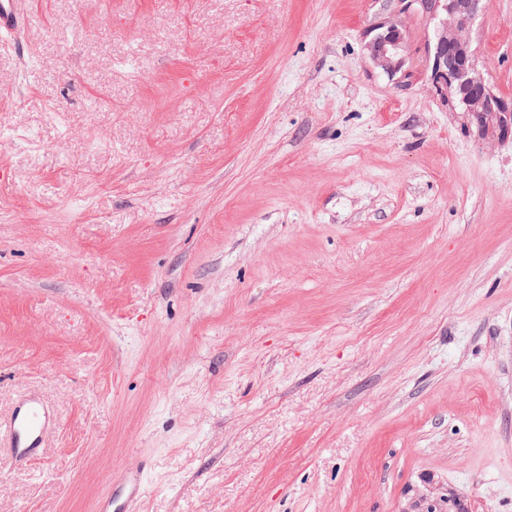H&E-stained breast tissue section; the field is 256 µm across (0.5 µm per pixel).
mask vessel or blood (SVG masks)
Returning a JSON list of instances; mask_svg holds the SVG:
<instances>
[{"label":"vessel or blood","instance_id":"1","mask_svg":"<svg viewBox=\"0 0 512 512\" xmlns=\"http://www.w3.org/2000/svg\"><path fill=\"white\" fill-rule=\"evenodd\" d=\"M25 0H0V44L8 45L21 34L26 18ZM52 416L40 398L21 399L6 423H0V459L25 463L38 458ZM118 486L111 497L103 499L98 512H137L145 475L143 467H130L121 472Z\"/></svg>","mask_w":512,"mask_h":512}]
</instances>
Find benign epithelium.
<instances>
[{"instance_id":"7a95c632","label":"benign epithelium","mask_w":512,"mask_h":512,"mask_svg":"<svg viewBox=\"0 0 512 512\" xmlns=\"http://www.w3.org/2000/svg\"><path fill=\"white\" fill-rule=\"evenodd\" d=\"M489 6L487 0H391L388 15L372 26L376 34L368 43L370 59L410 84L413 75L404 69L408 43L403 18L422 17L433 24L425 56L436 97L446 104L448 96H456L464 111L477 118L490 112L506 115L512 104L495 95L479 74L470 41L473 23Z\"/></svg>"}]
</instances>
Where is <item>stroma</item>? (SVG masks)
<instances>
[{"label": "stroma", "mask_w": 512, "mask_h": 512, "mask_svg": "<svg viewBox=\"0 0 512 512\" xmlns=\"http://www.w3.org/2000/svg\"><path fill=\"white\" fill-rule=\"evenodd\" d=\"M387 0H28L0 47V512H512V128ZM470 39L512 101V0ZM51 423L52 416L40 398L21 399L8 421L0 423V459L18 464L38 458ZM117 483L112 497L103 499L98 511L137 512L135 506L142 496L145 483L144 468L137 466L125 469L117 478Z\"/></svg>", "instance_id": "1"}]
</instances>
